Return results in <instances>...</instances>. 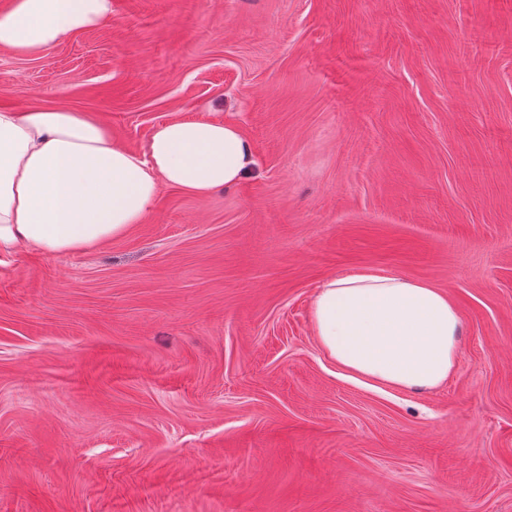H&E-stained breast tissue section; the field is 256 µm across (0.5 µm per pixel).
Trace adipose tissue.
Wrapping results in <instances>:
<instances>
[{
  "mask_svg": "<svg viewBox=\"0 0 512 512\" xmlns=\"http://www.w3.org/2000/svg\"><path fill=\"white\" fill-rule=\"evenodd\" d=\"M111 14L112 0H11L0 12V49L38 55ZM253 164L249 141L228 122L159 124L139 154L81 112L0 109V256L21 247L65 255L122 238L162 187L202 198L238 184ZM311 328L339 369L375 388L436 389L459 357L461 322L447 293L401 275L325 281Z\"/></svg>",
  "mask_w": 512,
  "mask_h": 512,
  "instance_id": "obj_1",
  "label": "adipose tissue"
}]
</instances>
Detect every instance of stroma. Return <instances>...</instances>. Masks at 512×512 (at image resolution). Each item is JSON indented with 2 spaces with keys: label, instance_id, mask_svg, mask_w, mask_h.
Returning <instances> with one entry per match:
<instances>
[{
  "label": "stroma",
  "instance_id": "obj_1",
  "mask_svg": "<svg viewBox=\"0 0 512 512\" xmlns=\"http://www.w3.org/2000/svg\"><path fill=\"white\" fill-rule=\"evenodd\" d=\"M143 152L237 125L252 174L162 187L123 238L0 258V512H512V0H112L0 109ZM394 272L461 321L447 383L316 343L327 279Z\"/></svg>",
  "mask_w": 512,
  "mask_h": 512
}]
</instances>
